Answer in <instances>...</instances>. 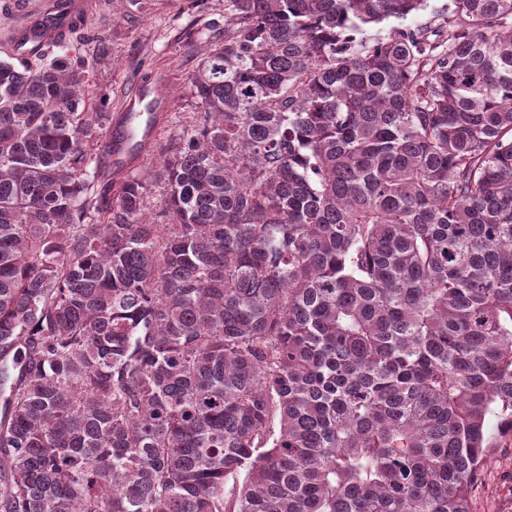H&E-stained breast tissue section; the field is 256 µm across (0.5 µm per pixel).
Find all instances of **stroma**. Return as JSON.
Listing matches in <instances>:
<instances>
[{"label":"stroma","instance_id":"35a3bbf8","mask_svg":"<svg viewBox=\"0 0 512 512\" xmlns=\"http://www.w3.org/2000/svg\"><path fill=\"white\" fill-rule=\"evenodd\" d=\"M223 38L224 0H94L86 24L53 50L84 60L88 111H123L139 83L161 86L164 107L151 144L112 163L113 181L131 174L146 180L144 210L156 223L166 221L163 160L199 109L190 77L207 46ZM486 437L488 463L472 489V512H512V432L493 416Z\"/></svg>","mask_w":512,"mask_h":512}]
</instances>
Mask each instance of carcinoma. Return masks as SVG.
I'll return each mask as SVG.
<instances>
[{
	"instance_id": "carcinoma-1",
	"label": "carcinoma",
	"mask_w": 512,
	"mask_h": 512,
	"mask_svg": "<svg viewBox=\"0 0 512 512\" xmlns=\"http://www.w3.org/2000/svg\"><path fill=\"white\" fill-rule=\"evenodd\" d=\"M427 8L224 0L164 224L84 62L0 59V512H472L512 429V0L374 30Z\"/></svg>"
}]
</instances>
